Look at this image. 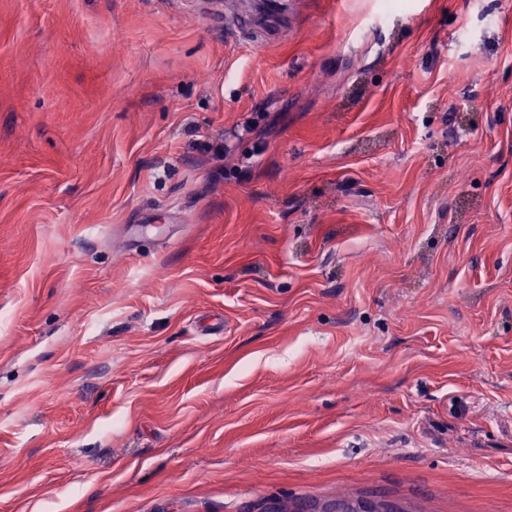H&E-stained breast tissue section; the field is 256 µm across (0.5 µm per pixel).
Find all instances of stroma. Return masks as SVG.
I'll list each match as a JSON object with an SVG mask.
<instances>
[{
	"mask_svg": "<svg viewBox=\"0 0 512 512\" xmlns=\"http://www.w3.org/2000/svg\"><path fill=\"white\" fill-rule=\"evenodd\" d=\"M383 1L0 0V512H512V0Z\"/></svg>",
	"mask_w": 512,
	"mask_h": 512,
	"instance_id": "1",
	"label": "stroma"
}]
</instances>
